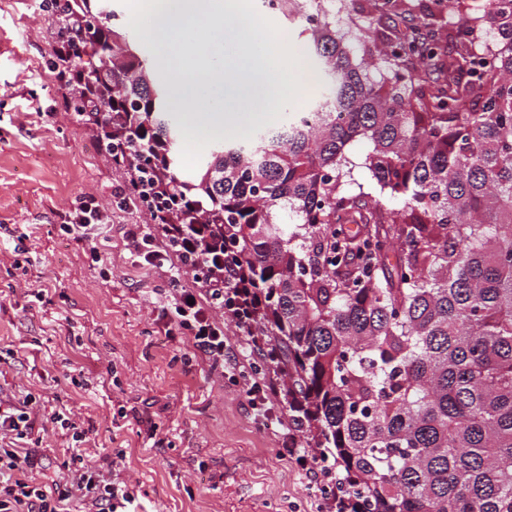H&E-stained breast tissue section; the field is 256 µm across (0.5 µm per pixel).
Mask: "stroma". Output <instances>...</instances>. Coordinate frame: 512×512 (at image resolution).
Instances as JSON below:
<instances>
[{
    "instance_id": "35a3bbf8",
    "label": "stroma",
    "mask_w": 512,
    "mask_h": 512,
    "mask_svg": "<svg viewBox=\"0 0 512 512\" xmlns=\"http://www.w3.org/2000/svg\"><path fill=\"white\" fill-rule=\"evenodd\" d=\"M32 2L0 0V401L32 398L28 445L58 484L72 482L81 455L83 466L132 485L135 512H335V461L317 463L312 477L285 454L284 392L269 418L257 416L246 386L278 372L251 354L222 307L210 310L239 357L235 369L202 357L166 322L164 302L201 291L206 277L134 253L130 229L161 246L165 228L114 197L130 172L103 152L100 126L68 108L49 68L52 21ZM271 20L288 38L289 63L306 67L305 109L318 70L298 30L282 14ZM88 197L103 215L94 247L62 229ZM57 411L74 431L52 423Z\"/></svg>"
}]
</instances>
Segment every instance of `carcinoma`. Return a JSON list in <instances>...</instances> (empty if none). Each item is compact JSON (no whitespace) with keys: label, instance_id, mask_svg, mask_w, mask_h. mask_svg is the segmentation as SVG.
Here are the masks:
<instances>
[{"label":"carcinoma","instance_id":"obj_1","mask_svg":"<svg viewBox=\"0 0 512 512\" xmlns=\"http://www.w3.org/2000/svg\"><path fill=\"white\" fill-rule=\"evenodd\" d=\"M88 2L48 0L67 104L121 141L103 150L138 173L132 194L179 198L171 219L204 263L256 288L247 335L270 337L288 408L343 469L353 512H512V12L446 0L496 33L474 82L480 45L423 0L352 6L349 38L328 10L309 27L278 0L319 95L278 130L213 141L186 179L169 84ZM359 139L374 197L348 187Z\"/></svg>","mask_w":512,"mask_h":512}]
</instances>
